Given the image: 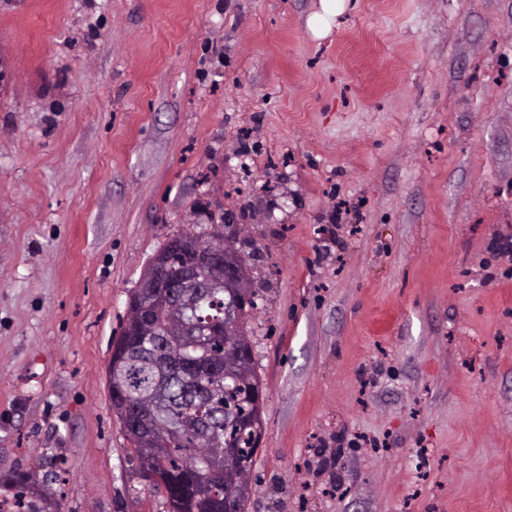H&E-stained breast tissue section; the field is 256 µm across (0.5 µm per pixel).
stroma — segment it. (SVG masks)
<instances>
[{"label":"stroma","mask_w":512,"mask_h":512,"mask_svg":"<svg viewBox=\"0 0 512 512\" xmlns=\"http://www.w3.org/2000/svg\"><path fill=\"white\" fill-rule=\"evenodd\" d=\"M0 0V499L164 512L107 389L128 294L231 241L247 512H512V0ZM324 14H315L309 21V26L318 37H322L327 33V27L324 20L332 15L341 13L345 7L346 0H320ZM16 478H19L21 481L17 483V485L23 490H30V485L33 488L37 489V498L38 500L31 499L30 505L28 506L27 512H46L48 506L51 505V501L53 499V488H52V479L49 477L47 473H40L38 467L31 468L26 470L22 474L18 475ZM30 484V485H29Z\"/></svg>","instance_id":"obj_1"}]
</instances>
